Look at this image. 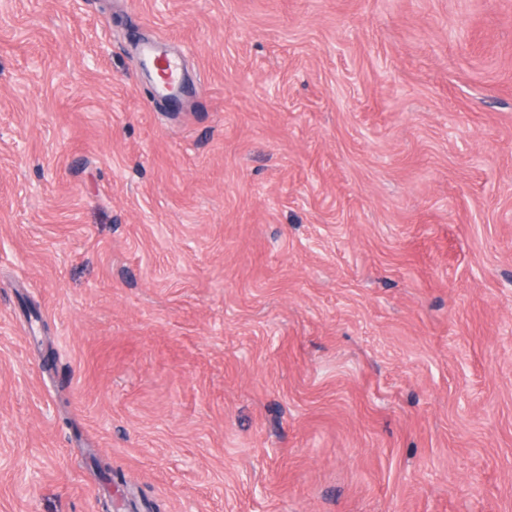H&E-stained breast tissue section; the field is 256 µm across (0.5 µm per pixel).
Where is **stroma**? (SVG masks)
Here are the masks:
<instances>
[{"label":"stroma","instance_id":"35a3bbf8","mask_svg":"<svg viewBox=\"0 0 512 512\" xmlns=\"http://www.w3.org/2000/svg\"><path fill=\"white\" fill-rule=\"evenodd\" d=\"M0 512H512V0H0ZM141 55L144 66L156 77L158 90L163 94L177 93L182 79L178 62L160 53L153 44L143 46Z\"/></svg>","mask_w":512,"mask_h":512}]
</instances>
